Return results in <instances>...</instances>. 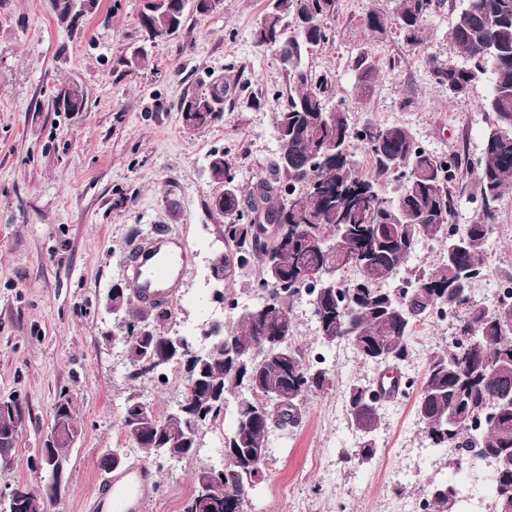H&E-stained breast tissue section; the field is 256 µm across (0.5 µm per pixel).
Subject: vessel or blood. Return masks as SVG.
I'll list each match as a JSON object with an SVG mask.
<instances>
[{
  "label": "vessel or blood",
  "mask_w": 512,
  "mask_h": 512,
  "mask_svg": "<svg viewBox=\"0 0 512 512\" xmlns=\"http://www.w3.org/2000/svg\"><path fill=\"white\" fill-rule=\"evenodd\" d=\"M167 245V237L160 233L150 241L135 244L129 253L131 281L146 301L167 304L175 298V285L187 263V255L171 254ZM107 492L112 512H132L134 495L123 474L113 475Z\"/></svg>",
  "instance_id": "vessel-or-blood-1"
}]
</instances>
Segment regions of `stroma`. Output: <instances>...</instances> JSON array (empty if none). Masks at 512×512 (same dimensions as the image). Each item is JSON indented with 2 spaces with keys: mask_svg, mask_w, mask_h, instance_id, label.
<instances>
[{
  "mask_svg": "<svg viewBox=\"0 0 512 512\" xmlns=\"http://www.w3.org/2000/svg\"><path fill=\"white\" fill-rule=\"evenodd\" d=\"M270 3L220 0L209 14L187 11L182 32L154 42L139 25L144 0H100L76 36L57 23L49 0H0V398L21 395L31 415L10 465L0 468V489L17 483L41 489L32 460L63 389L78 396L82 432L70 450L68 488L53 512H101L96 489L110 476L101 461L115 448L124 449L125 468L143 470V512H183L194 473L220 463L229 415L203 431L192 457L150 459L128 446L118 424L127 396L139 394L163 414L177 404L182 385L175 376L163 386L127 380L105 301L113 284L126 279L131 248L163 232L190 255L171 325L192 332L202 323L198 301L208 294V259L221 222L207 208L218 190L207 174L209 156L224 150L236 157L235 181L244 192L276 161L275 114L288 81L277 49L255 42ZM465 5L440 0L426 19L425 44L413 47L398 30L376 39L362 27L375 7L393 17L394 0H336L334 16L324 22L326 41L304 61L313 77L327 79L329 107L345 108L358 123L403 126L434 154L461 156L453 219L460 231L474 217L469 187L492 121L480 107L491 77L481 76L467 98L457 99L426 58L461 63L448 32ZM136 49L146 52L145 63L124 72L118 57ZM363 53L380 64L364 103L353 88ZM217 77L230 86L223 119L187 130L181 99ZM69 79L84 86L85 111L54 106L55 87ZM497 207L499 222L474 291L487 305L512 272V193ZM294 314L298 347L307 356L327 351L336 383L308 399L297 427L275 435L248 512H390L397 473L416 483L447 476L443 465L422 467L426 443L413 400L403 396L383 405L376 459L345 467L343 450L358 444L346 429L347 387L372 382L378 372L345 343L324 349L306 304H296ZM449 334L447 324L430 318L416 325L405 375L422 377Z\"/></svg>",
  "mask_w": 512,
  "mask_h": 512,
  "instance_id": "stroma-1",
  "label": "stroma"
}]
</instances>
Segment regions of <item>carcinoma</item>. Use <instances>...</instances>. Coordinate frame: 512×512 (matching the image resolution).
<instances>
[{"mask_svg": "<svg viewBox=\"0 0 512 512\" xmlns=\"http://www.w3.org/2000/svg\"><path fill=\"white\" fill-rule=\"evenodd\" d=\"M57 22L79 31L83 18L93 15L99 0H85L79 11L73 0H51ZM188 0H148L139 24L154 41L167 30L182 29ZM435 0H396L395 16L404 41L420 46L427 40L425 21ZM336 12V0H271L255 31L259 46L288 43V57L281 58L288 79V98L275 115L277 159L268 177H261L242 197L236 182H218L224 194V217L219 225L224 238V280L255 269L253 304H229V328L224 342L229 361L207 359L171 361L163 366L179 373L185 409L158 415L140 397H127L119 426L138 419L136 432L126 435L133 448L156 457L170 450L179 457L192 456L199 448L202 430L234 408L232 428L224 433V447L236 448L238 462L203 467L194 475V488L183 512H247L259 482L251 468L265 471L270 439L276 430L299 424L308 398L335 384V372L321 357L306 361L295 343L297 323L293 303L306 296L316 331L328 347L346 343L366 365L404 366L412 355L415 325L438 309L455 313L454 336L448 347L432 356L414 403L420 432L430 447L448 455L454 470L474 451L492 463L496 489L492 512H504L512 503V408L503 404L512 395V301L496 300L493 307L475 301L473 286L485 271L488 239L498 223L497 202L512 191V0H468L449 32L450 43L463 57L462 64H446L435 56L427 59L434 76L455 98L468 96L486 70L493 81L482 108L494 116L485 134L483 157L472 181V197L478 202L475 220L461 233L450 230L458 183L459 159L444 158L416 144L400 125H381L369 119L357 124L350 112L326 104L327 80H316L304 66L306 47L327 39L324 21ZM300 18L305 25L286 27ZM362 25L374 38L387 34L386 17L374 8ZM356 97L363 101L380 71L366 55L356 62ZM226 86L209 85L201 93L184 98L181 119L188 129L212 125L224 116ZM55 99L66 112H82L85 88L75 80L64 83ZM358 140L370 155L373 170H359L351 141ZM212 168L227 173L235 158L224 152L210 155ZM399 177L392 196L386 181ZM266 205L267 218L281 226V239L266 242L259 234L256 200ZM462 246L445 255L440 251L435 268L417 269L404 281L401 298L389 301L388 280L407 267L423 241L449 247ZM347 253L357 263L342 262ZM335 266L340 288L317 292L311 276ZM351 269L354 275L343 276ZM112 285L119 311L117 337L132 336L146 323L150 331L133 344L123 346L126 375L132 381L149 380L142 346L162 351L180 335L168 327L171 316L160 305L147 309L119 293ZM288 336L273 351L262 345L281 328ZM383 391L371 385L349 387L347 423L359 437V445L346 454L351 465L362 466L379 451L382 427L379 398ZM52 420L62 431L52 451L67 457L72 448L68 430L81 424L77 395L58 396ZM24 419L0 411V450L13 452ZM431 512H453L457 491L446 479L424 482Z\"/></svg>", "mask_w": 512, "mask_h": 512, "instance_id": "cac0c4a2", "label": "carcinoma"}]
</instances>
